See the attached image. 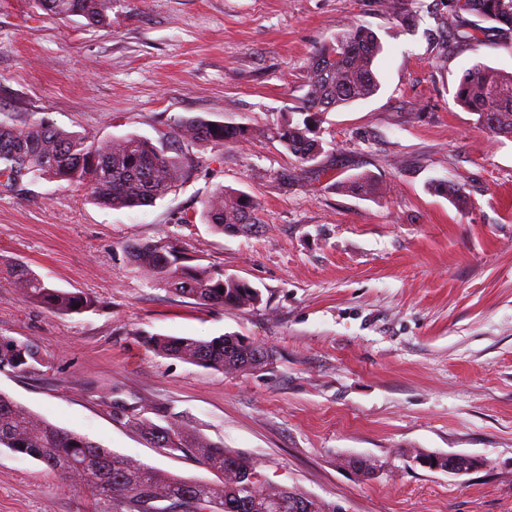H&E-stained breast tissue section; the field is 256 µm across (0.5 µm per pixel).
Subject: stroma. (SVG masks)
<instances>
[{"label": "stroma", "instance_id": "35a3bbf8", "mask_svg": "<svg viewBox=\"0 0 512 512\" xmlns=\"http://www.w3.org/2000/svg\"><path fill=\"white\" fill-rule=\"evenodd\" d=\"M112 0L108 25L0 0V120L98 139L172 142L188 117L250 128L193 145L194 168L154 205L112 209L64 182L0 190V262H19L98 308L63 315L0 280V335L35 342L36 375L0 391L113 452L192 478L211 474L112 421V392L254 461L271 485L345 512H512V139L491 138L452 94L480 60L512 73L498 29L460 39L448 0ZM383 51L378 92L329 113L317 165L272 132L305 93L314 49L354 25ZM292 180H283L285 171ZM367 173L370 197L344 183ZM463 187L455 202L435 191ZM250 195L261 225L201 219L220 188ZM171 240L197 264L260 289L256 307L202 306L154 285L131 241ZM151 334L238 335L270 362L227 374L154 353ZM419 452L480 460L456 476ZM359 456L374 477L347 468ZM0 512H112L77 482L0 449Z\"/></svg>", "mask_w": 512, "mask_h": 512}]
</instances>
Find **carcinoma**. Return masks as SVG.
<instances>
[{
  "instance_id": "carcinoma-1",
  "label": "carcinoma",
  "mask_w": 512,
  "mask_h": 512,
  "mask_svg": "<svg viewBox=\"0 0 512 512\" xmlns=\"http://www.w3.org/2000/svg\"><path fill=\"white\" fill-rule=\"evenodd\" d=\"M44 10L68 18L82 16L104 23L112 0H39ZM448 10L479 18L463 38L474 46L483 42L484 23L512 33V0H448ZM382 46L363 25L319 48L310 59L307 90L297 112L277 128L275 138L297 162L314 165L323 151L320 125L329 113L367 99L379 90L373 71ZM454 101L477 115L479 125L494 137L512 139V74L476 61L464 69ZM239 125L189 118L177 125L176 140L185 146L222 147L247 138ZM190 165L171 155L166 144L131 135L98 140L44 122L23 125L0 121V187L11 189L24 180L82 185L91 198L114 209L150 206L168 195L188 176ZM204 223L215 231L247 233L260 223L254 201L244 193L220 189L204 201ZM130 263L171 293L200 305L246 309L262 301L248 282L201 265L185 264L172 241L128 245ZM8 279L29 301L61 314H82L97 308L94 297L54 288L20 265L0 263V279ZM147 345L157 354L219 372L255 368L264 350L238 336L210 340L150 335ZM47 366L38 345L0 335V372L37 374ZM113 419L137 432L155 448L192 455L219 482L193 480L119 455L88 439L63 430L0 392V447L31 458L48 469L77 478L93 497L112 502L113 512H157V500L185 507L183 512H336L326 503L292 489L270 492L249 458L180 425L155 407L113 399Z\"/></svg>"
}]
</instances>
